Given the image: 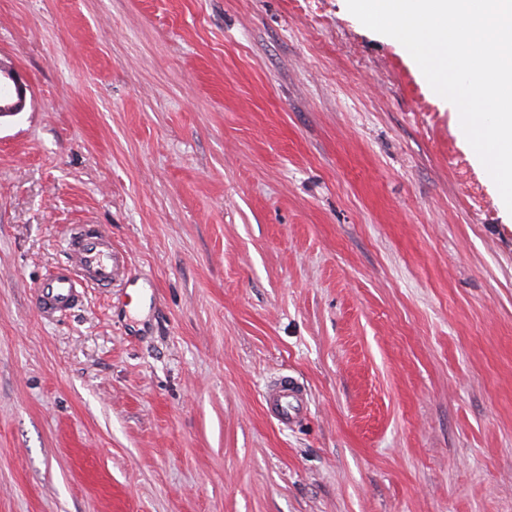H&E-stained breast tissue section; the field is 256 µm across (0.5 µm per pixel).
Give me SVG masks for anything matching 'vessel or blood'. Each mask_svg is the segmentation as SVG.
Returning <instances> with one entry per match:
<instances>
[{
	"label": "vessel or blood",
	"mask_w": 512,
	"mask_h": 512,
	"mask_svg": "<svg viewBox=\"0 0 512 512\" xmlns=\"http://www.w3.org/2000/svg\"><path fill=\"white\" fill-rule=\"evenodd\" d=\"M66 265L55 268L33 288L38 313L47 319L75 308L85 286H111L117 257L111 236L96 224L70 225L62 238ZM268 411L284 426L296 423L303 407V390L291 377H281L264 395Z\"/></svg>",
	"instance_id": "obj_1"
}]
</instances>
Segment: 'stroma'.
Returning <instances> with one entry per match:
<instances>
[{
	"instance_id": "obj_1",
	"label": "stroma",
	"mask_w": 512,
	"mask_h": 512,
	"mask_svg": "<svg viewBox=\"0 0 512 512\" xmlns=\"http://www.w3.org/2000/svg\"><path fill=\"white\" fill-rule=\"evenodd\" d=\"M0 67V512H512V212L404 46L346 0H0ZM72 224L127 271L46 321ZM0 83L8 94L0 99V117L11 115L23 109L26 99V84L16 72H4L0 68ZM268 411L284 426L297 422L303 409V390L291 377H281L264 395Z\"/></svg>"
}]
</instances>
